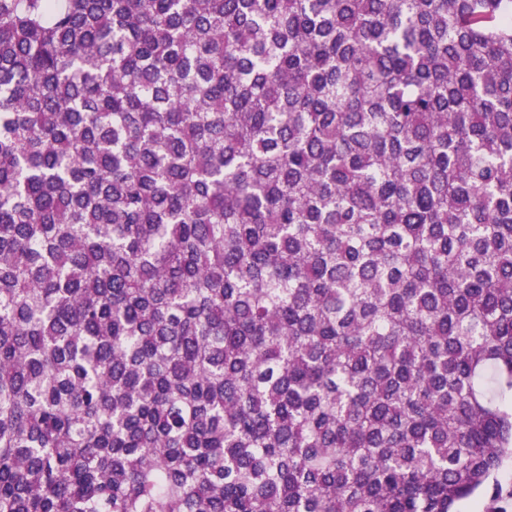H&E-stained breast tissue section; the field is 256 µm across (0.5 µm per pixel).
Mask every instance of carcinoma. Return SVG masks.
<instances>
[{
    "mask_svg": "<svg viewBox=\"0 0 512 512\" xmlns=\"http://www.w3.org/2000/svg\"><path fill=\"white\" fill-rule=\"evenodd\" d=\"M508 467L512 0H0V512Z\"/></svg>",
    "mask_w": 512,
    "mask_h": 512,
    "instance_id": "cac0c4a2",
    "label": "carcinoma"
}]
</instances>
